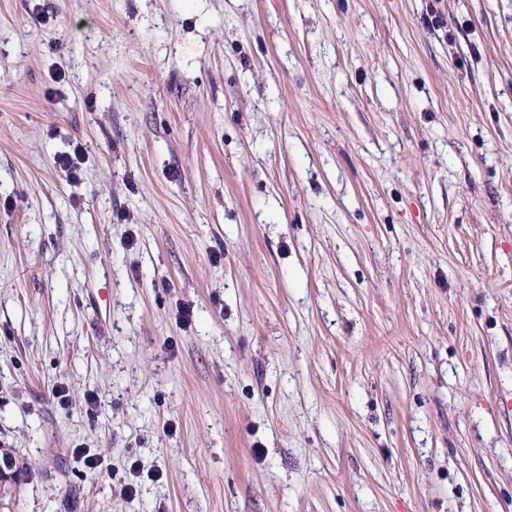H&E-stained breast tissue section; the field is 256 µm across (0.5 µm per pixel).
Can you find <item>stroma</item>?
<instances>
[{"instance_id":"stroma-1","label":"stroma","mask_w":512,"mask_h":512,"mask_svg":"<svg viewBox=\"0 0 512 512\" xmlns=\"http://www.w3.org/2000/svg\"><path fill=\"white\" fill-rule=\"evenodd\" d=\"M0 448L7 512H512V0H0Z\"/></svg>"}]
</instances>
